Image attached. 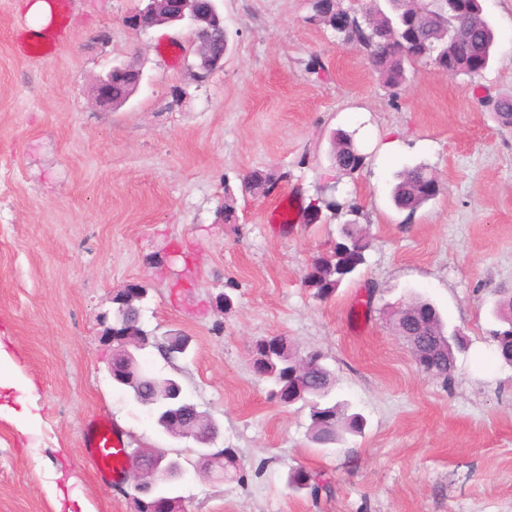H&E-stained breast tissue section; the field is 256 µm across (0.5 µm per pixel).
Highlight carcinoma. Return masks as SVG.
<instances>
[{
    "mask_svg": "<svg viewBox=\"0 0 512 512\" xmlns=\"http://www.w3.org/2000/svg\"><path fill=\"white\" fill-rule=\"evenodd\" d=\"M365 0L353 17L371 13L376 15L375 27L357 24L338 33L346 43H357L366 51L370 66L384 79L387 86L397 89L405 80L406 65L422 61L440 68L448 67V57L455 62L454 75L474 78L485 71L493 59L495 33L485 16L474 11L469 0ZM466 30L471 37L451 41L448 31ZM358 146L354 134L339 130L333 135L331 161L342 174H352L363 166V158L356 155ZM435 176L424 166L405 170L392 191L394 205L414 210L428 199L423 197L424 186ZM366 248L363 236L353 230L345 231V240L334 242L315 255L304 274V284L313 290L319 300H327L353 273L352 242ZM497 316L502 328L493 334L500 357H507L512 348V294L499 300ZM447 333L445 324L436 316L427 323L411 318L401 320L398 334L414 339L427 347L436 336ZM448 356H437L433 374L448 378L455 368L453 348H461L462 340L448 337ZM298 357L289 353L286 340L271 336L258 340L253 348V369L271 383L270 396L286 394L291 401H307L310 405V433L313 442L324 447L340 444L347 436L362 434L364 419L359 413H349L336 400V378L323 363L320 354H313L314 365L306 373H298ZM294 489H308L314 496L328 485L320 476L299 469L288 477Z\"/></svg>",
    "mask_w": 512,
    "mask_h": 512,
    "instance_id": "1",
    "label": "carcinoma"
}]
</instances>
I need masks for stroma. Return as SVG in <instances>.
Wrapping results in <instances>:
<instances>
[{
	"mask_svg": "<svg viewBox=\"0 0 512 512\" xmlns=\"http://www.w3.org/2000/svg\"><path fill=\"white\" fill-rule=\"evenodd\" d=\"M20 3L0 0V337L18 380L0 388V512H136L83 449L97 415L125 442L190 457L109 375L101 317L131 281L148 290L156 340H191L187 356L150 348L144 364L179 381L236 455L221 476L187 468L186 512H512V366L491 337L492 309L512 291V126L492 107L512 98V0H482L496 53L481 76L419 62L395 91L315 0H220L229 50L203 80L191 31H136L137 0H76L48 59L18 51ZM113 61L142 65L144 80L102 109L92 85ZM339 129L366 155L350 175L330 162ZM414 165L442 191L397 210L395 176ZM254 171L271 187L249 189ZM318 198L355 205L369 243L324 301L303 275L346 214L284 231L271 221L280 200ZM418 298L463 338L449 378L421 371L392 327V307ZM268 336L324 355L362 435L320 447L307 408L270 399L252 368ZM28 396L41 416L32 430L12 411ZM299 468L331 495L289 488Z\"/></svg>",
	"mask_w": 512,
	"mask_h": 512,
	"instance_id": "1",
	"label": "stroma"
}]
</instances>
